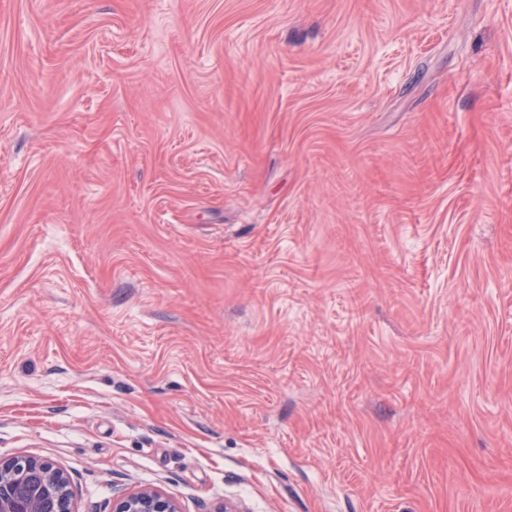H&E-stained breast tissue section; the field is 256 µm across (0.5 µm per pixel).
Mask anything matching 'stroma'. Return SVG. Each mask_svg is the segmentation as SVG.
<instances>
[{
  "mask_svg": "<svg viewBox=\"0 0 512 512\" xmlns=\"http://www.w3.org/2000/svg\"><path fill=\"white\" fill-rule=\"evenodd\" d=\"M75 512H512V0H0V458ZM113 512H180L177 501L155 488H143L122 497Z\"/></svg>",
  "mask_w": 512,
  "mask_h": 512,
  "instance_id": "1",
  "label": "stroma"
}]
</instances>
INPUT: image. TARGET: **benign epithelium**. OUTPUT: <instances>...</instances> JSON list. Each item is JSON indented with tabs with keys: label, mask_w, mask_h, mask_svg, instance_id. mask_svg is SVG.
Listing matches in <instances>:
<instances>
[{
	"label": "benign epithelium",
	"mask_w": 512,
	"mask_h": 512,
	"mask_svg": "<svg viewBox=\"0 0 512 512\" xmlns=\"http://www.w3.org/2000/svg\"><path fill=\"white\" fill-rule=\"evenodd\" d=\"M0 512H71L68 479L48 459L0 460ZM112 512H180L177 501L155 488L122 497Z\"/></svg>",
	"instance_id": "7a95c632"
}]
</instances>
